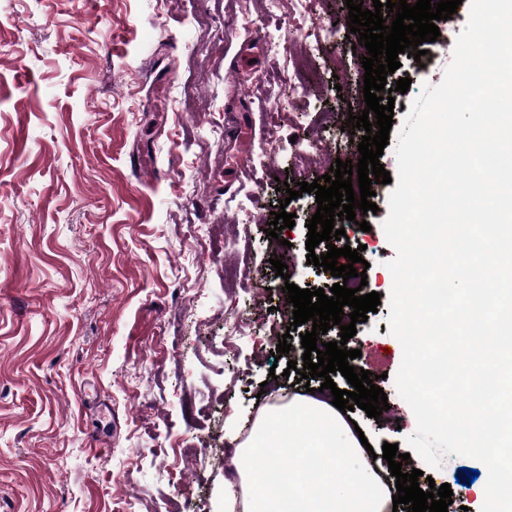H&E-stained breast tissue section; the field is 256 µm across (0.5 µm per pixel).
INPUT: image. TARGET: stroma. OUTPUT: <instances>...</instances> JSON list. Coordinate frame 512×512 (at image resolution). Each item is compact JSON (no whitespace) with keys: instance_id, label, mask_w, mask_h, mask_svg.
<instances>
[{"instance_id":"35a3bbf8","label":"stroma","mask_w":512,"mask_h":512,"mask_svg":"<svg viewBox=\"0 0 512 512\" xmlns=\"http://www.w3.org/2000/svg\"><path fill=\"white\" fill-rule=\"evenodd\" d=\"M308 10L294 17L291 0L277 17L264 0H0V512H224L223 447L298 387L286 368L302 359L300 337L275 352L293 316L260 296L335 282L306 258L315 194L288 199L277 181L296 182L288 134L298 126L325 142L308 179L349 160L339 94L363 90L367 50L354 34L334 43L313 62L320 83L289 90L288 59L303 50L292 35L348 15L346 0H308ZM468 17L439 21L420 59L399 54L394 75L411 85L395 96L386 171L398 169L407 107L441 82ZM270 84L275 112L259 105ZM273 135L276 152L263 154ZM374 190L370 231L344 228L380 305L347 347L361 350L353 365L377 375L389 409L350 416L374 450L387 442L404 454L417 423L396 387L403 351L387 322L392 187ZM229 194L236 209L224 207ZM283 199L295 215L284 278L265 234ZM228 240L252 263V282L225 284L236 261ZM228 317L245 322L231 357ZM468 468L492 477L451 454L418 483L452 484Z\"/></svg>"}]
</instances>
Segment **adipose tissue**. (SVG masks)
<instances>
[{"mask_svg":"<svg viewBox=\"0 0 512 512\" xmlns=\"http://www.w3.org/2000/svg\"><path fill=\"white\" fill-rule=\"evenodd\" d=\"M458 369L481 365L485 374L512 379V352L476 344L454 350ZM451 423L462 446L479 448L492 480L459 487L476 495L485 512H512V480H504L502 457L512 447V406L497 405L492 416ZM242 496L224 499L225 512H388L397 489L348 420L316 396L296 395L265 408L235 450Z\"/></svg>","mask_w":512,"mask_h":512,"instance_id":"obj_1","label":"adipose tissue"}]
</instances>
